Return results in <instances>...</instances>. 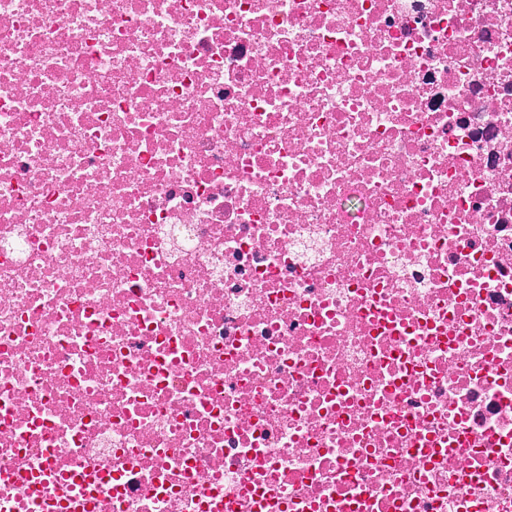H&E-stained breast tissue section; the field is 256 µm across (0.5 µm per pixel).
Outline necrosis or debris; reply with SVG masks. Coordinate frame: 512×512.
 Listing matches in <instances>:
<instances>
[{
    "instance_id": "obj_1",
    "label": "necrosis or debris",
    "mask_w": 512,
    "mask_h": 512,
    "mask_svg": "<svg viewBox=\"0 0 512 512\" xmlns=\"http://www.w3.org/2000/svg\"><path fill=\"white\" fill-rule=\"evenodd\" d=\"M512 512V0H0V512Z\"/></svg>"
}]
</instances>
